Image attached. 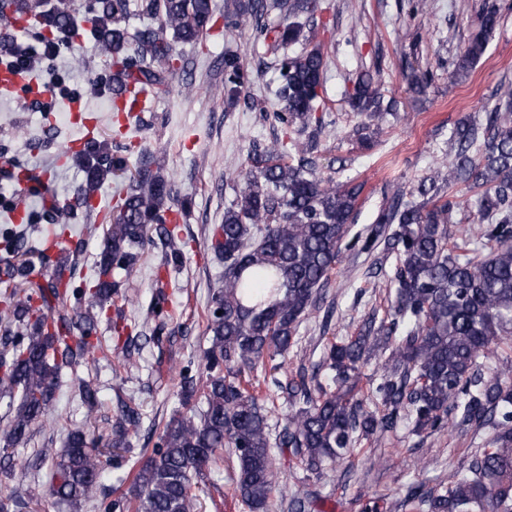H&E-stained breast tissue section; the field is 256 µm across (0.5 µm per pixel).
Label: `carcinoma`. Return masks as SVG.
I'll list each match as a JSON object with an SVG mask.
<instances>
[{
    "mask_svg": "<svg viewBox=\"0 0 512 512\" xmlns=\"http://www.w3.org/2000/svg\"><path fill=\"white\" fill-rule=\"evenodd\" d=\"M273 5L308 18L321 8L320 0ZM265 9L264 0H238L218 19L213 0H90L84 31L109 61L112 111H132L142 92L166 93L179 60L176 44L199 41L220 20L229 27H254ZM134 13L159 20L161 29L131 25ZM26 16L39 25L37 42L1 40L0 66L9 70L22 53L52 50L78 28L75 0H0V25L13 27ZM497 23L496 10L481 14L452 76L481 59ZM270 34L284 45L304 37L295 21L265 30ZM324 73L320 43L282 58L274 121L298 135L308 129ZM242 80L238 58L224 56L228 99ZM349 103L373 120L398 116L395 101L384 100L378 71L358 78ZM450 142L454 158L418 186L415 198L397 191L374 223L354 234L350 227L363 184L349 180L338 186L317 175L310 157L315 140L291 137L254 147L248 169L238 175L235 200L224 209V223L213 230L214 249L224 257V281L207 309L205 377L192 374L190 364L181 370L183 409L158 432L153 447L141 449L131 490L103 494L107 466L117 457L99 450L101 440L90 429L74 427L48 480L19 485L0 498V512H26L46 496L74 510L96 499L101 512H195L198 478L223 460L226 447L237 462L238 501L249 512H269L279 487L272 449H289L297 465L318 477L378 431L404 424L420 436L447 429L451 420L492 426L488 447L448 487L416 486L403 506L411 512H512V93H504L485 123L459 121ZM72 160L84 173L76 202L88 219L98 217L94 196L109 177L125 174L128 188L111 208L94 278L80 286L73 285L77 252L57 258L43 285L33 277L27 229L0 228V401L9 413L0 429V460H11V450L46 415L64 370H75L90 354L112 355L92 337L119 292L117 276L132 271L150 248L182 257L172 182L152 169L153 157L143 156L131 167L112 154L109 138L94 135ZM460 183L477 192L485 225L476 238L464 229L448 231L461 208ZM59 210L50 194L34 222L53 226ZM381 244L393 257L389 281L395 288L383 315L372 312L357 335L330 342L326 382L316 374L301 373L285 383L273 377L267 393L259 395L253 373L296 344L299 324L321 298L342 253H370ZM495 350L501 351V373L485 379L479 376L481 359ZM372 358L382 361V369L365 387L361 367ZM281 393L290 412L275 434L269 415L279 410ZM97 394L93 382L82 381L88 424L98 412ZM197 398L200 408L193 403ZM137 423L136 409L125 406L112 420L107 446L128 447V428ZM318 501L294 497L288 509L312 512Z\"/></svg>",
    "mask_w": 512,
    "mask_h": 512,
    "instance_id": "obj_1",
    "label": "carcinoma"
}]
</instances>
